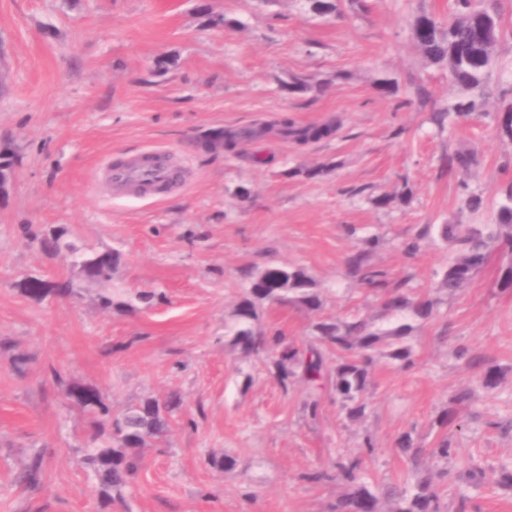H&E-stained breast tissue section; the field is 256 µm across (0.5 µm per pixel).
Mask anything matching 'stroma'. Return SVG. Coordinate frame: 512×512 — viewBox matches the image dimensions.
I'll list each match as a JSON object with an SVG mask.
<instances>
[{
    "label": "stroma",
    "instance_id": "stroma-1",
    "mask_svg": "<svg viewBox=\"0 0 512 512\" xmlns=\"http://www.w3.org/2000/svg\"><path fill=\"white\" fill-rule=\"evenodd\" d=\"M449 9L450 0H337L327 15L309 0H0V153L14 155L0 198V512H330L349 484L306 473L331 475L368 436L376 450L365 485L414 487L396 439L408 432L431 447L443 434L439 412L465 389L474 398L456 406L446 433L454 457L424 464L445 512H512V491L494 481L512 468V290L500 286L512 250H494L451 296L436 287L450 252L423 232L491 223L496 190L512 178V142L490 120L512 103V5L485 117L441 128L434 113L461 92L447 69L425 62L410 20L424 12L444 22ZM298 79L306 90H294ZM382 79L397 91H381ZM284 115L341 125L305 146L274 132L231 152L205 146ZM472 147L479 165L466 180L448 176V155ZM150 148L170 152L182 185L153 199L110 194L104 162ZM320 165L322 177L299 174ZM463 182L485 193L482 214L464 209ZM403 187L408 203L374 205ZM26 224L65 228L81 250L118 251L111 281L79 276L68 252L45 257ZM374 235L384 240L374 263L412 274L435 316L406 340L410 368L378 347L363 418L347 419L326 390L319 418L306 420L305 390L282 389L231 344L238 270L303 266L322 316L359 313L386 326L376 298L345 275L353 247ZM418 235L420 249L405 253L402 242ZM27 276L69 282L71 293L36 303L17 287ZM109 291L130 309H103ZM143 292L156 293L152 306L139 302ZM312 320L275 304L254 328L301 345ZM473 356L501 368L497 388H482ZM68 383L101 388L116 410L181 399L169 434L147 439L137 482L109 498L83 463L91 419L67 404ZM38 454L31 486L22 476ZM226 455L232 465L217 467ZM473 466L486 481L469 478Z\"/></svg>",
    "mask_w": 512,
    "mask_h": 512
}]
</instances>
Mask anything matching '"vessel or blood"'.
<instances>
[{
    "mask_svg": "<svg viewBox=\"0 0 512 512\" xmlns=\"http://www.w3.org/2000/svg\"><path fill=\"white\" fill-rule=\"evenodd\" d=\"M166 156V150H152L106 165L105 172L116 191H128L137 196L158 195L179 183V175Z\"/></svg>",
    "mask_w": 512,
    "mask_h": 512,
    "instance_id": "vessel-or-blood-1",
    "label": "vessel or blood"
}]
</instances>
